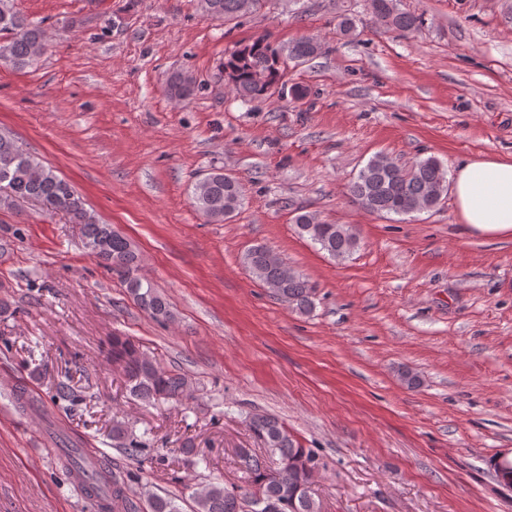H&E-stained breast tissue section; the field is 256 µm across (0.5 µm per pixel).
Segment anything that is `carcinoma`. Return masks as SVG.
<instances>
[{"mask_svg": "<svg viewBox=\"0 0 512 512\" xmlns=\"http://www.w3.org/2000/svg\"><path fill=\"white\" fill-rule=\"evenodd\" d=\"M243 0H200L207 16L231 21L243 14ZM376 22L400 32H414L422 17L399 8V0H371ZM46 36L41 25L29 20L17 9L15 0H0V60L17 69L26 68L44 54ZM325 52L312 37H302L286 47H277L265 37L243 44L225 58L224 78L232 93L244 102L270 98L283 84L288 63H307ZM168 92L181 100L194 95L195 86L183 74L168 81ZM208 182L191 187L193 206L211 223L222 224L244 206V191L239 179L221 169L207 173ZM349 198L360 208L380 216H402L434 208L448 191L446 171L434 157L416 161L409 167L387 162L379 154L370 159L348 186ZM35 200L47 212L61 211L74 223L82 225V237L88 253L100 265L125 283L137 305L160 323L172 320L173 312L161 293L136 275L139 253L136 246L110 224L98 220L86 208L83 197L60 177L56 170L39 158L23 151L7 133H0V202ZM293 222L297 233L320 246L331 258L343 260L358 248L352 230L343 224H322L315 214L296 210ZM269 249L256 245L245 254V263L253 275L272 293L301 313L314 307V289L303 275L286 273L288 265L273 261ZM108 357L124 364L130 391L141 400L154 403L177 398L190 388L187 376L166 370L146 356L128 337L114 336ZM253 438L264 446L259 455L251 448L236 451L247 486L230 488L219 483L200 486L194 493L195 512H320L309 466L322 468L320 457L305 448L277 418L256 413L248 422ZM112 439L138 454L143 448L128 427L115 421ZM63 466L72 474L83 472L84 493L93 501L97 512H109V502L125 503L129 512H181L172 497L149 494L144 505L135 504L128 486L117 476H109L90 454L72 444L62 449Z\"/></svg>", "mask_w": 512, "mask_h": 512, "instance_id": "1", "label": "carcinoma"}]
</instances>
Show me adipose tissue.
<instances>
[{"label":"adipose tissue","mask_w":512,"mask_h":512,"mask_svg":"<svg viewBox=\"0 0 512 512\" xmlns=\"http://www.w3.org/2000/svg\"><path fill=\"white\" fill-rule=\"evenodd\" d=\"M452 194L460 221L471 234L512 236V160L468 161L455 173Z\"/></svg>","instance_id":"1"}]
</instances>
